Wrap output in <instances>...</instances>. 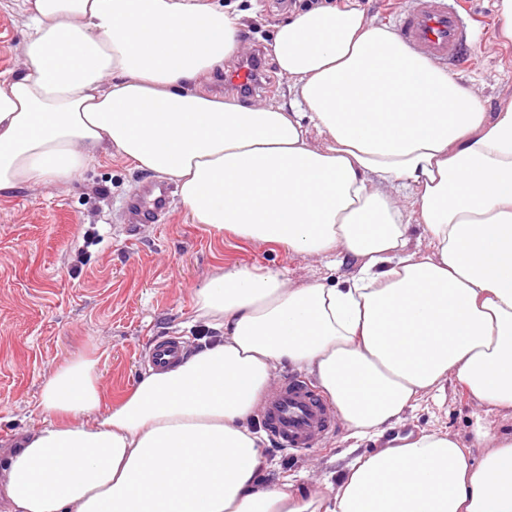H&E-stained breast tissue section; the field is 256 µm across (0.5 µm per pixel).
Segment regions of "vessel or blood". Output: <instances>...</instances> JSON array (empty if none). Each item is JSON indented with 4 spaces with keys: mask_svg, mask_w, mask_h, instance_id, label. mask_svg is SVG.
Returning <instances> with one entry per match:
<instances>
[{
    "mask_svg": "<svg viewBox=\"0 0 512 512\" xmlns=\"http://www.w3.org/2000/svg\"><path fill=\"white\" fill-rule=\"evenodd\" d=\"M396 23L397 36L409 48L439 64L456 68L467 60L473 31L450 0H405ZM171 190L164 183L142 185L126 203L130 223L158 218L169 206ZM184 349L177 337L155 341L146 361L155 368L179 362ZM266 429L280 447H318L335 424L327 400L307 382L291 378L275 387L263 404Z\"/></svg>",
    "mask_w": 512,
    "mask_h": 512,
    "instance_id": "vessel-or-blood-1",
    "label": "vessel or blood"
}]
</instances>
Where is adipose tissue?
Instances as JSON below:
<instances>
[{"label": "adipose tissue", "instance_id": "ef3b65f1", "mask_svg": "<svg viewBox=\"0 0 512 512\" xmlns=\"http://www.w3.org/2000/svg\"><path fill=\"white\" fill-rule=\"evenodd\" d=\"M14 2L29 34L0 72V198L113 152L173 180L216 236L358 270L294 286L216 267L195 318L217 341L109 405L96 360L61 365L41 425L0 466L11 512H512V432L478 456L436 430L378 445L450 377L512 416V99L487 111L356 0L277 27L286 107L202 89L239 48L240 17L218 0ZM413 223L428 254L410 247ZM284 365L377 444L330 491L266 479L254 408Z\"/></svg>", "mask_w": 512, "mask_h": 512}]
</instances>
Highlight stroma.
<instances>
[{
  "label": "stroma",
  "instance_id": "1",
  "mask_svg": "<svg viewBox=\"0 0 512 512\" xmlns=\"http://www.w3.org/2000/svg\"><path fill=\"white\" fill-rule=\"evenodd\" d=\"M239 2L248 14L239 40L245 52L266 47L290 18L282 0ZM476 18L468 50L474 65L456 70L460 83L482 97L488 111L512 98V45L495 39L493 0H460ZM18 9L0 8V71L17 68L28 28ZM119 156H100L66 186L26 188L0 199V441L22 438L41 423L46 379L75 357L96 359L105 401L131 391L146 368L140 362L153 341L177 336L196 349L204 335L193 320L194 292L218 265L274 268L290 284L339 283L356 271L346 258L326 266L315 257L225 235L191 223L180 197L152 224L129 227L123 208L138 186L152 180ZM96 240L86 244L84 231ZM443 402L425 396L407 411L396 433L440 429L473 446L476 426L489 434L512 431V418L485 413L455 381ZM351 441L343 422L317 448L286 450L268 441L270 481L298 475L314 485L348 462Z\"/></svg>",
  "mask_w": 512,
  "mask_h": 512
}]
</instances>
